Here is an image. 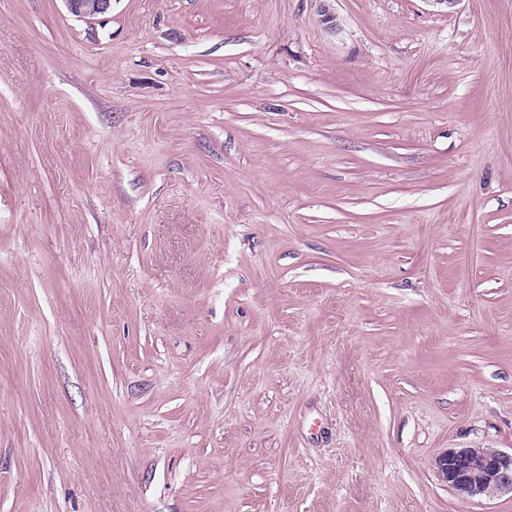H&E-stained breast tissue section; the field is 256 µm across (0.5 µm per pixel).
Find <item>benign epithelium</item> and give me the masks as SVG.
Here are the masks:
<instances>
[{"label": "benign epithelium", "instance_id": "7a95c632", "mask_svg": "<svg viewBox=\"0 0 512 512\" xmlns=\"http://www.w3.org/2000/svg\"><path fill=\"white\" fill-rule=\"evenodd\" d=\"M75 16L93 18L106 13L112 0H66ZM448 488L468 500L512 495V451L497 448H450L435 460Z\"/></svg>", "mask_w": 512, "mask_h": 512}]
</instances>
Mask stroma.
<instances>
[{"mask_svg":"<svg viewBox=\"0 0 512 512\" xmlns=\"http://www.w3.org/2000/svg\"><path fill=\"white\" fill-rule=\"evenodd\" d=\"M449 448L512 449V0H0V512H512ZM75 16L93 18L105 14L112 5V0H65Z\"/></svg>","mask_w":512,"mask_h":512,"instance_id":"stroma-1","label":"stroma"}]
</instances>
